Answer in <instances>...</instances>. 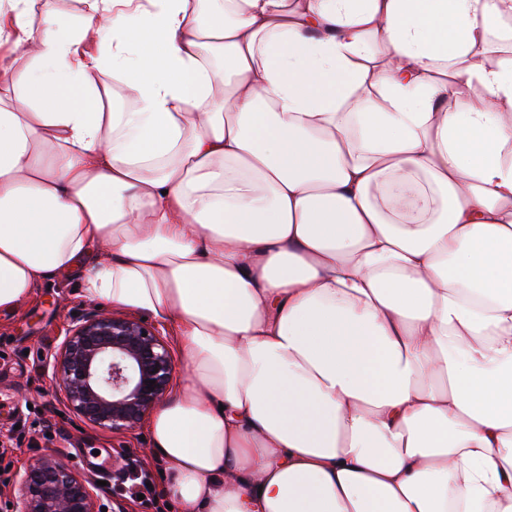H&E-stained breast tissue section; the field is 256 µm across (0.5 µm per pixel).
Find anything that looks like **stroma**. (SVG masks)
I'll use <instances>...</instances> for the list:
<instances>
[{
    "label": "stroma",
    "mask_w": 512,
    "mask_h": 512,
    "mask_svg": "<svg viewBox=\"0 0 512 512\" xmlns=\"http://www.w3.org/2000/svg\"><path fill=\"white\" fill-rule=\"evenodd\" d=\"M80 274L48 278L19 311L0 315V512L21 492L14 475L33 458L56 453L99 481L103 500L122 498L126 512H169L159 466L149 458L146 428L112 435L63 414L44 362L57 349L75 312L91 308ZM149 472L150 501H132L114 477L127 457Z\"/></svg>",
    "instance_id": "obj_1"
}]
</instances>
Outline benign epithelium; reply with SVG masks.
Here are the masks:
<instances>
[{"label": "benign epithelium", "mask_w": 512, "mask_h": 512, "mask_svg": "<svg viewBox=\"0 0 512 512\" xmlns=\"http://www.w3.org/2000/svg\"><path fill=\"white\" fill-rule=\"evenodd\" d=\"M45 369L69 413L112 434L138 429L170 394L176 364L168 340L133 315L87 309L75 315ZM155 384H150V381ZM10 512H102L98 486L55 455L16 473Z\"/></svg>", "instance_id": "obj_1"}]
</instances>
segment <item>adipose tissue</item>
Returning <instances> with one entry per match:
<instances>
[{
	"mask_svg": "<svg viewBox=\"0 0 512 512\" xmlns=\"http://www.w3.org/2000/svg\"><path fill=\"white\" fill-rule=\"evenodd\" d=\"M82 3L0 0V314L168 328L179 512H512V0Z\"/></svg>",
	"mask_w": 512,
	"mask_h": 512,
	"instance_id": "ef3b65f1",
	"label": "adipose tissue"
}]
</instances>
